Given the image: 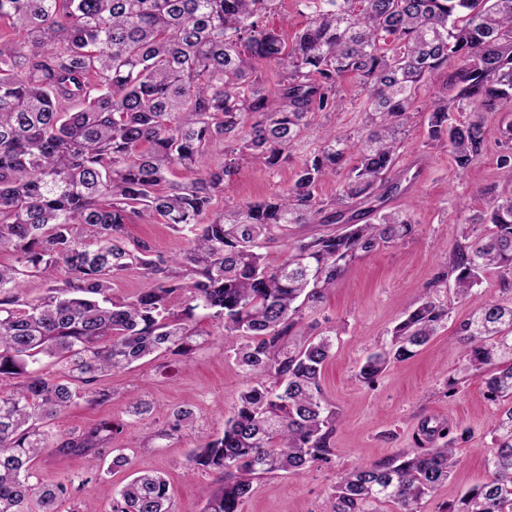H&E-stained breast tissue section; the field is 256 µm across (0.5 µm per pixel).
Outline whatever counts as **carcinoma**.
Instances as JSON below:
<instances>
[{"label": "carcinoma", "mask_w": 512, "mask_h": 512, "mask_svg": "<svg viewBox=\"0 0 512 512\" xmlns=\"http://www.w3.org/2000/svg\"><path fill=\"white\" fill-rule=\"evenodd\" d=\"M281 0H0L18 40L0 41V512H65L92 481L32 482L34 460L82 456L93 469L129 465L112 441L133 422L103 421L52 430L73 400L100 402L102 377L157 352L188 356L196 312L245 342L235 352L251 383L222 433L194 449L186 467L215 476L201 512H240L253 483L275 472L299 474L333 453L336 410L321 388L331 333L292 348L314 310L351 261L409 237L412 216L383 211L398 135L423 115L428 141L448 148L465 169L484 149L490 115L512 108V0H304L307 26L292 41L267 23ZM282 68L277 88L253 77L251 62ZM448 70L451 95L417 106L420 83ZM350 77L367 93V136L327 133L280 193L211 213L230 187L236 163L209 165V147L233 139L275 168L300 139L306 114L337 105ZM466 112L457 122L452 113ZM503 190L482 209L460 214L466 243L450 272L458 298L475 304L456 336L464 370L482 377L496 452L483 481L437 512H512V302L482 300L475 287L496 270L512 276V153H499ZM347 168L335 198L318 184ZM177 169H203L191 183ZM370 205L377 222L360 224ZM340 234L289 248L277 264L265 249L289 224H334ZM162 218L186 248L153 254L127 237L133 219ZM476 224L487 237L470 238ZM90 227L87 245L79 230ZM137 269L152 282L135 296H110L112 278ZM47 279L45 293L21 297L20 276ZM180 311L175 313L173 308ZM448 306L426 297L398 323L390 343L370 353L359 377L374 382L392 363L414 356L443 323ZM192 412L173 410L157 438H170ZM427 448L343 474L329 512H421L448 481L455 450L470 437L460 423L422 427ZM109 512H173L169 483L137 472L112 490Z\"/></svg>", "instance_id": "carcinoma-1"}]
</instances>
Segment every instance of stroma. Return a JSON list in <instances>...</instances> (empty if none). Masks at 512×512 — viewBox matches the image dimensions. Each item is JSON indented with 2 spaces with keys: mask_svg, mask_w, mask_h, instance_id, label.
<instances>
[{
  "mask_svg": "<svg viewBox=\"0 0 512 512\" xmlns=\"http://www.w3.org/2000/svg\"><path fill=\"white\" fill-rule=\"evenodd\" d=\"M366 96L351 79L341 84L336 111L309 113L308 125L291 151L287 165L267 169L259 160L241 159L228 197H216L214 210L259 200L291 184L296 171L317 149L326 130L357 133L365 121ZM512 122V112L489 117L480 158L458 169L446 149L428 146L420 118H413L408 137L399 150L397 171L419 169L414 191L399 188L385 205L410 213L416 222L412 238L381 247L355 260L343 279L326 295L309 320L320 330H335L332 356L322 373L326 400L338 418L332 437L334 454L329 463L300 474H269L259 479L241 512H327L339 477L354 469L392 458L417 447L422 422H459L472 429V439L456 451V464L447 483L424 499L423 512L455 500L466 488L486 476L485 461L495 451L487 429L495 405L487 400L479 377L463 372L464 358L454 331L472 306L454 293L448 274L452 255L463 238L455 220L460 209H478L477 191L499 185L496 165L500 127ZM424 168H417V161ZM126 233L150 243L156 253L169 256L182 251L184 240L159 219L135 220ZM447 303L450 318L431 340L407 361L391 365L373 383L358 379L365 357L387 344L393 327L425 294ZM201 346L186 357L160 355L138 362L126 372L105 377L111 401L78 400L53 423L55 431L88 428L103 420L127 417V396L132 386L143 387L154 405L150 415L117 437L115 447L125 449L128 469L86 481V461L76 456L42 457L35 463L38 481L50 485L62 478L85 480L74 495L76 512H107L112 487L136 471L162 472L170 483L174 512H201L202 490L211 476L189 471V451L222 431L240 392L250 383L238 366L234 350L239 337L222 334L212 320L198 316L195 323ZM186 406L193 421L167 440L156 439L170 411Z\"/></svg>",
  "mask_w": 512,
  "mask_h": 512,
  "instance_id": "35a3bbf8",
  "label": "stroma"
}]
</instances>
